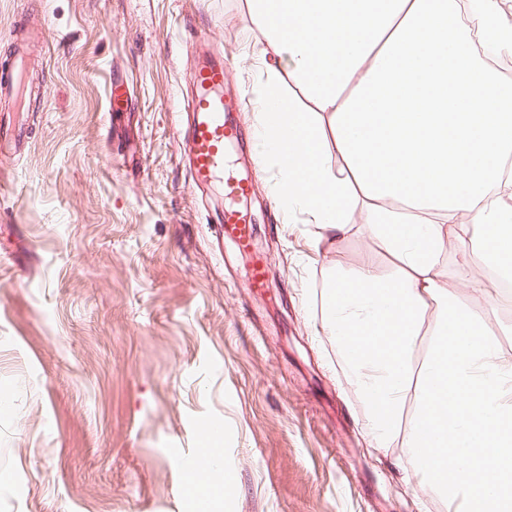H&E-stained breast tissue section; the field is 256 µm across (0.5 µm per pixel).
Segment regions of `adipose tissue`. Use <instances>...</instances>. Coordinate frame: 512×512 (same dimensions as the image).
Here are the masks:
<instances>
[{
	"label": "adipose tissue",
	"mask_w": 512,
	"mask_h": 512,
	"mask_svg": "<svg viewBox=\"0 0 512 512\" xmlns=\"http://www.w3.org/2000/svg\"><path fill=\"white\" fill-rule=\"evenodd\" d=\"M502 2L247 0L270 59L260 135L277 199L330 243L368 208L395 264L333 270L321 295L363 430L460 512H512V356L484 317L503 290L471 279L463 302L439 274L460 240L512 281V86L474 49L512 56Z\"/></svg>",
	"instance_id": "1"
}]
</instances>
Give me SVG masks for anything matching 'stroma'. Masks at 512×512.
<instances>
[{
  "instance_id": "35a3bbf8",
  "label": "stroma",
  "mask_w": 512,
  "mask_h": 512,
  "mask_svg": "<svg viewBox=\"0 0 512 512\" xmlns=\"http://www.w3.org/2000/svg\"><path fill=\"white\" fill-rule=\"evenodd\" d=\"M28 27L46 33L44 99L0 104L29 129L1 165L0 512H196L210 480L187 466L206 426L224 437L222 512H448L398 451L369 445L320 323L328 271L392 270L367 213L315 249V226L272 193L277 167L255 163L268 72L246 0H0V62ZM209 54L247 135L227 149L254 179L234 204L194 188L182 159ZM232 204L263 248L225 232ZM466 255L450 242L442 266L462 299L481 276Z\"/></svg>"
}]
</instances>
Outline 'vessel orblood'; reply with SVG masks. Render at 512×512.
<instances>
[{
  "instance_id": "obj_1",
  "label": "vessel or blood",
  "mask_w": 512,
  "mask_h": 512,
  "mask_svg": "<svg viewBox=\"0 0 512 512\" xmlns=\"http://www.w3.org/2000/svg\"><path fill=\"white\" fill-rule=\"evenodd\" d=\"M27 56V44L19 43L9 65L0 67V98L14 100L23 94ZM224 83V62L220 59L207 60L191 73L187 165L193 185L219 186L225 197L243 199L252 194L253 181L225 173L226 148L241 140L242 130L228 116L230 107L224 101ZM223 223L240 248L250 246L252 230L240 210L232 206L225 208Z\"/></svg>"
}]
</instances>
